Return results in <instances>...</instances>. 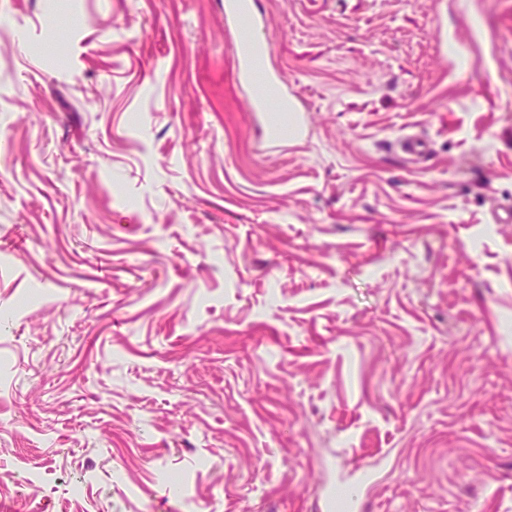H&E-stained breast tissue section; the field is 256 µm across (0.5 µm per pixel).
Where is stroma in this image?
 <instances>
[{
  "label": "stroma",
  "instance_id": "stroma-1",
  "mask_svg": "<svg viewBox=\"0 0 512 512\" xmlns=\"http://www.w3.org/2000/svg\"><path fill=\"white\" fill-rule=\"evenodd\" d=\"M260 10L275 147L224 0H0V512H512V0ZM257 0H225L224 24L237 32L233 50L238 79L249 88V106L262 120L270 142L299 140L306 134L304 114L288 96L282 74L265 67L268 44L256 37L260 28Z\"/></svg>",
  "mask_w": 512,
  "mask_h": 512
}]
</instances>
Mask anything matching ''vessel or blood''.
<instances>
[{"label":"vessel or blood","mask_w":512,"mask_h":512,"mask_svg":"<svg viewBox=\"0 0 512 512\" xmlns=\"http://www.w3.org/2000/svg\"><path fill=\"white\" fill-rule=\"evenodd\" d=\"M259 14L258 0H224V22L237 32L233 50L238 78L249 88L250 109L262 120L270 142L298 140L306 133L305 118L289 97L282 74L264 65L269 48L255 35Z\"/></svg>","instance_id":"b4317fda"}]
</instances>
